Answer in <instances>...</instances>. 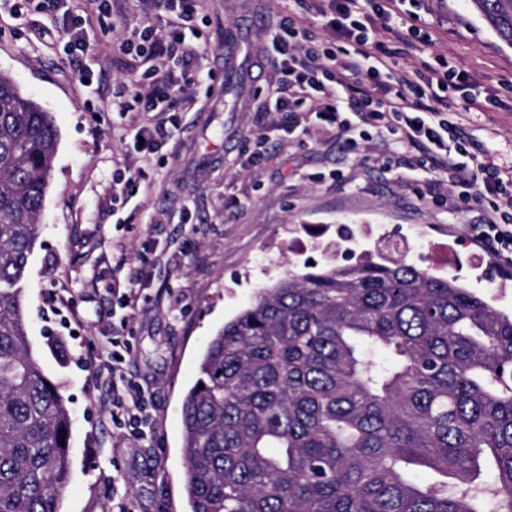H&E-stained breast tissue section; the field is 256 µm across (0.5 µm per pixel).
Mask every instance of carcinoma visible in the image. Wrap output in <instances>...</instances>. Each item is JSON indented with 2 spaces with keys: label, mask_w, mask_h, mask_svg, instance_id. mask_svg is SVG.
<instances>
[{
  "label": "carcinoma",
  "mask_w": 512,
  "mask_h": 512,
  "mask_svg": "<svg viewBox=\"0 0 512 512\" xmlns=\"http://www.w3.org/2000/svg\"><path fill=\"white\" fill-rule=\"evenodd\" d=\"M473 4L512 45V0ZM57 147L0 73V512H59L70 477L23 312ZM182 420L191 512H512V315L403 259L290 273L209 341Z\"/></svg>",
  "instance_id": "obj_1"
}]
</instances>
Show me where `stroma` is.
<instances>
[{"instance_id": "obj_1", "label": "stroma", "mask_w": 512, "mask_h": 512, "mask_svg": "<svg viewBox=\"0 0 512 512\" xmlns=\"http://www.w3.org/2000/svg\"><path fill=\"white\" fill-rule=\"evenodd\" d=\"M311 0H201L186 44L193 109L144 159L130 124L142 112L115 111L124 98L128 58L120 42L141 23L134 0L118 15L91 17L98 54L72 60L64 36L40 38L39 18L0 12V73L51 112L59 134L37 244L28 262L24 313L43 371L63 386L71 414V475L61 512H190L185 493L182 407L208 342L249 305L258 289L307 264L323 268L398 253L407 263L462 283L512 313V263L476 247L470 227L480 209L452 214L421 196L407 162L416 151L366 128L359 152L347 133L319 120L314 104L285 116L263 111L276 94L271 65H242L241 87L226 94L224 32L236 30L246 54L259 53L284 17L312 19ZM415 23L431 42L411 54L389 43L393 66L427 78L448 59L486 99H447L451 117L512 166V45L471 0H421ZM143 168L147 189L131 193L122 175ZM149 267L136 315L121 327L112 292L116 261ZM130 330L128 379L152 404L141 437L112 423V383L91 342Z\"/></svg>"}]
</instances>
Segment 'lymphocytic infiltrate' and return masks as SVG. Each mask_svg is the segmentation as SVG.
I'll use <instances>...</instances> for the list:
<instances>
[{"label": "lymphocytic infiltrate", "instance_id": "1", "mask_svg": "<svg viewBox=\"0 0 512 512\" xmlns=\"http://www.w3.org/2000/svg\"><path fill=\"white\" fill-rule=\"evenodd\" d=\"M145 14L139 29L122 44L125 53L145 61L144 69H131L127 87L139 111L152 112L156 123L137 129L134 148L152 150L159 140L172 136L177 125L172 114L194 106L184 71L154 65L160 55H194L186 45L183 28L192 21L196 0H141ZM392 0H317V14L327 20L326 28L335 47H325L312 23L288 18L265 49L275 66L278 94L263 106L267 112H295L307 101L317 100L318 119L351 132L356 125L386 129L419 150L412 170L446 177L452 186L448 210L461 213L472 206L483 212L482 223L473 225L477 241L495 256L512 260V168L480 162L482 146L457 122L443 117L432 102L439 93H462L473 102V83L453 69L432 70L426 83L410 74L395 72L390 53L376 20L411 16L419 0H407V8L390 12ZM175 16L176 26L161 33L155 12ZM374 77L371 90L359 91L354 78L359 73ZM349 97L351 115L342 118L338 104Z\"/></svg>", "mask_w": 512, "mask_h": 512}]
</instances>
